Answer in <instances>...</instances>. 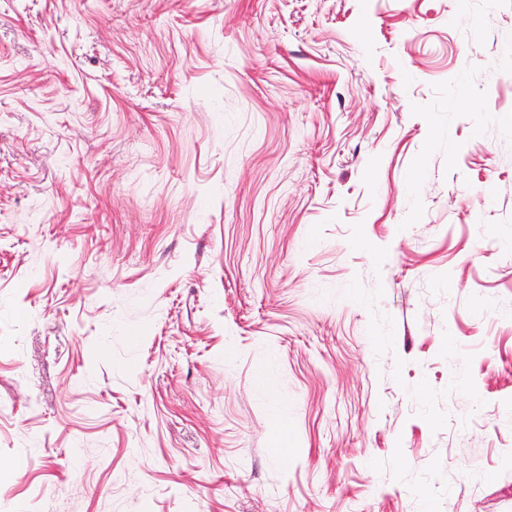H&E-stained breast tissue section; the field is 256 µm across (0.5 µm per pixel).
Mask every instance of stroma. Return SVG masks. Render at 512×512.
<instances>
[{"label":"stroma","mask_w":512,"mask_h":512,"mask_svg":"<svg viewBox=\"0 0 512 512\" xmlns=\"http://www.w3.org/2000/svg\"><path fill=\"white\" fill-rule=\"evenodd\" d=\"M0 512H512V0H0Z\"/></svg>","instance_id":"stroma-1"}]
</instances>
